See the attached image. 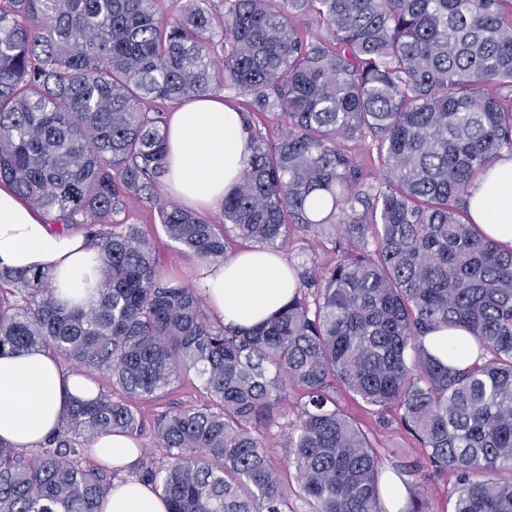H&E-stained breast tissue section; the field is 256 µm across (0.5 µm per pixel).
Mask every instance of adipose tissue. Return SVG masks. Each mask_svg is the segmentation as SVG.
Returning a JSON list of instances; mask_svg holds the SVG:
<instances>
[{"label":"adipose tissue","instance_id":"obj_1","mask_svg":"<svg viewBox=\"0 0 512 512\" xmlns=\"http://www.w3.org/2000/svg\"><path fill=\"white\" fill-rule=\"evenodd\" d=\"M166 184L185 205L216 207L243 168L247 133L239 112L222 95L180 105L167 124ZM471 214L493 240L512 245V155L500 157L471 188ZM0 267L38 268L65 298L86 302L102 275L97 250L83 236L57 233L12 187L0 185ZM196 278L208 305L226 324L250 327L276 313L297 283L286 259L262 246L222 263H201ZM85 377L66 373L50 352L0 353V442L17 449L39 447L58 429L70 398L83 396ZM90 450L105 467L129 469L140 458L138 441L115 431L99 434ZM100 512H168L151 486L116 480Z\"/></svg>","mask_w":512,"mask_h":512}]
</instances>
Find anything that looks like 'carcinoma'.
<instances>
[{"mask_svg": "<svg viewBox=\"0 0 512 512\" xmlns=\"http://www.w3.org/2000/svg\"><path fill=\"white\" fill-rule=\"evenodd\" d=\"M0 0V183L59 233L83 218L104 276L87 306L43 271L0 269V352L48 350L156 401L193 372L200 407L162 411L167 461L131 475L168 512H294L266 452L298 392L288 466L311 512H384L380 453L337 408L341 387L398 417L416 474L453 479V512H512V248L470 215V188L512 155V0ZM251 97L247 156L211 224L163 192L164 114L224 88ZM276 122L263 131L255 118ZM376 153L382 177L348 147ZM139 197L188 259L224 262L226 225L274 251L319 231L336 264L266 321L226 325L203 290L162 277L149 240L107 218ZM462 330L479 361L446 365L426 335ZM143 422L99 390L43 445L0 442V512H99L116 471L84 457Z\"/></svg>", "mask_w": 512, "mask_h": 512, "instance_id": "carcinoma-1", "label": "carcinoma"}]
</instances>
